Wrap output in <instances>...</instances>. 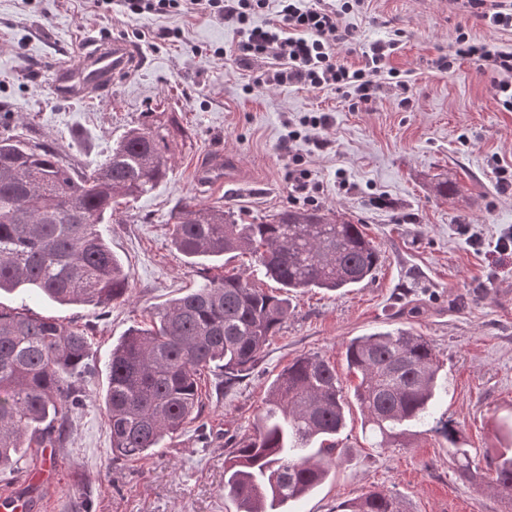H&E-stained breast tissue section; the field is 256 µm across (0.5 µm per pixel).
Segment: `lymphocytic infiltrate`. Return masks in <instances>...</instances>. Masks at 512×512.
<instances>
[{
  "label": "lymphocytic infiltrate",
  "instance_id": "lymphocytic-infiltrate-1",
  "mask_svg": "<svg viewBox=\"0 0 512 512\" xmlns=\"http://www.w3.org/2000/svg\"><path fill=\"white\" fill-rule=\"evenodd\" d=\"M100 11L120 3L125 14L155 16L196 14L234 27L237 41L225 55L236 64L259 63L255 86L298 85L310 89L333 86L353 90L358 105H372L383 73L384 60L395 41L378 42L365 55L364 67L350 69L337 60L340 47L349 45L353 30L347 14L358 11L363 0H95ZM275 6V17L256 24L255 15ZM456 57L471 58L495 70L496 93L512 109V46L474 42L468 35L456 39Z\"/></svg>",
  "mask_w": 512,
  "mask_h": 512
}]
</instances>
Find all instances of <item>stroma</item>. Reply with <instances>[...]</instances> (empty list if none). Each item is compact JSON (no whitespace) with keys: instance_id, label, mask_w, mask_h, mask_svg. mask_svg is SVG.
Wrapping results in <instances>:
<instances>
[{"instance_id":"35a3bbf8","label":"stroma","mask_w":512,"mask_h":512,"mask_svg":"<svg viewBox=\"0 0 512 512\" xmlns=\"http://www.w3.org/2000/svg\"><path fill=\"white\" fill-rule=\"evenodd\" d=\"M346 21L354 48L341 50V64L361 66L363 48L399 41L388 65L402 82L383 83L367 111L333 87L252 88V71L214 53L237 39L220 20L107 14L92 0H0V129L21 127L81 166L103 161L145 115L182 130L169 177L136 200H119L104 227L130 273L128 301L102 308L22 289L0 294L1 304L86 331L94 369L70 434L51 456L33 449L25 472L0 470V498L26 496L33 512H237L224 490L226 457L252 435L277 374L315 354L336 368L346 426L329 477L294 512H336L375 488L398 494L407 512H512L458 479L447 444L428 426L411 427L408 448L375 447L344 354L348 340L380 330L426 336L440 358L438 416L456 425L477 464L501 454L494 424L512 414V254L495 246L512 232V184L499 176L512 173V109L496 96L491 69L460 59L443 73L435 63L453 54L459 33L512 45V32L477 20L462 0H364ZM165 27L174 37L162 35ZM90 34L134 42L138 67L97 97L59 99L51 70L74 60ZM312 115L326 116L327 126L301 128L288 141L289 123ZM215 151L238 157L253 190L198 183L199 166ZM295 156L319 187L318 207L362 224L378 248L372 278L336 292L292 294V313L254 371L219 391L223 371L204 370L197 419L146 456L112 460L102 392L113 344L172 298L228 270L279 291L247 254L188 261L171 243L178 205L192 198L248 221L299 207L288 180ZM442 181L453 194L440 195ZM46 467L53 477L44 483L38 475Z\"/></svg>"}]
</instances>
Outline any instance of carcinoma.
Listing matches in <instances>:
<instances>
[{
	"instance_id": "obj_1",
	"label": "carcinoma",
	"mask_w": 512,
	"mask_h": 512,
	"mask_svg": "<svg viewBox=\"0 0 512 512\" xmlns=\"http://www.w3.org/2000/svg\"><path fill=\"white\" fill-rule=\"evenodd\" d=\"M177 130L149 119L129 128L91 168L14 129L0 133V291L27 288L60 304L107 307L127 301L130 274L102 224L118 198L136 199L166 180ZM171 239L189 259L249 253L284 294L253 288L242 274L208 279L170 300L150 325L112 347L104 397L112 457L160 447L199 416L202 371L220 362L224 385L262 359L290 314V293L336 291L372 276L379 253L361 225L320 208L283 209L245 224L222 207L184 201ZM85 332L0 305V467L24 469L26 448L62 442L82 405L91 367ZM359 377L354 398L378 448H405V427L434 414L439 359L430 340L406 328L357 336L345 345ZM334 367L303 356L273 381L254 433L224 464V490L238 512H289L326 480L345 424ZM459 480L494 494L512 491V455L486 470L460 446V431L438 420ZM337 512H405L391 491L372 489Z\"/></svg>"
}]
</instances>
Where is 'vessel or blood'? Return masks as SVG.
Returning <instances> with one entry per match:
<instances>
[{"label":"vessel or blood","mask_w":512,"mask_h":512,"mask_svg":"<svg viewBox=\"0 0 512 512\" xmlns=\"http://www.w3.org/2000/svg\"><path fill=\"white\" fill-rule=\"evenodd\" d=\"M140 60L138 48L115 38L103 41L87 37L75 61L58 63L53 68V88L63 100L84 98L109 88L112 82L131 73ZM238 178L233 158L214 157L201 166L198 179L203 184L232 182Z\"/></svg>","instance_id":"vessel-or-blood-1"}]
</instances>
